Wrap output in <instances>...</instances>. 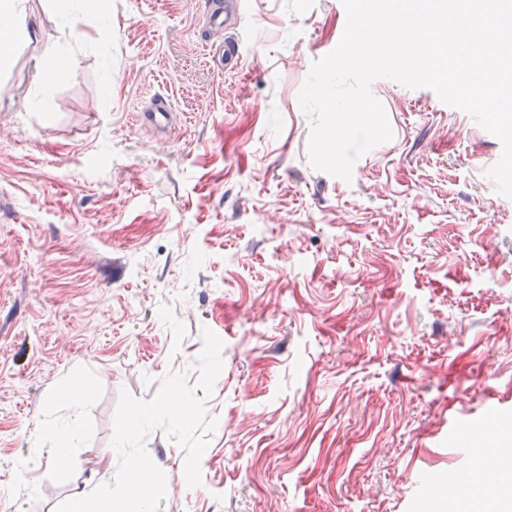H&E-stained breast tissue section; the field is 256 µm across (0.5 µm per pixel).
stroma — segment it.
Listing matches in <instances>:
<instances>
[{"instance_id": "1", "label": "stroma", "mask_w": 512, "mask_h": 512, "mask_svg": "<svg viewBox=\"0 0 512 512\" xmlns=\"http://www.w3.org/2000/svg\"><path fill=\"white\" fill-rule=\"evenodd\" d=\"M209 0H98L0 67V512H56L111 483L121 391L196 383L224 342L217 422L146 441L160 512H479L460 424L512 448V198L501 141L425 88L372 83L393 132L351 180L313 169L298 95L343 34L341 0H244L218 71ZM56 77L26 109L38 71ZM165 135L137 119L152 100ZM80 395L78 408L69 398ZM74 428L66 464L34 436ZM467 484L452 495L448 474ZM241 43L240 40L228 38L224 40V46L220 47L215 53L216 65L219 69L231 70L236 68L241 62Z\"/></svg>"}]
</instances>
